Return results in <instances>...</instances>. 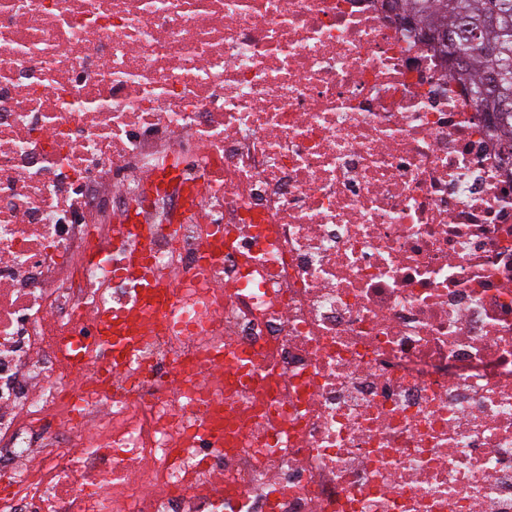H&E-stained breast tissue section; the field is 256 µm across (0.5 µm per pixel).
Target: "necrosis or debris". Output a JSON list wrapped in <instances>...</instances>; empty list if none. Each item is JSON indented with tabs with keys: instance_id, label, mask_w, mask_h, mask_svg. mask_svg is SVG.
<instances>
[{
	"instance_id": "4bbe7bcc",
	"label": "necrosis or debris",
	"mask_w": 512,
	"mask_h": 512,
	"mask_svg": "<svg viewBox=\"0 0 512 512\" xmlns=\"http://www.w3.org/2000/svg\"><path fill=\"white\" fill-rule=\"evenodd\" d=\"M0 512H512V154L417 23L0 0ZM121 274L126 277L134 290L140 291L143 297V303L139 305L140 310L154 312L156 307L145 301V298L152 293L159 291V288H167L166 284L156 277H148L144 273V266L135 255L131 256L129 262L120 270ZM95 335L87 345L90 350H97L99 347L105 346L104 341H109L108 336H112V312L103 311L95 316Z\"/></svg>"
}]
</instances>
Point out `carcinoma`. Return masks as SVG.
I'll return each mask as SVG.
<instances>
[{
  "label": "carcinoma",
  "instance_id": "cac0c4a2",
  "mask_svg": "<svg viewBox=\"0 0 512 512\" xmlns=\"http://www.w3.org/2000/svg\"><path fill=\"white\" fill-rule=\"evenodd\" d=\"M404 14L430 29L448 30V43L437 51L450 59L452 48L469 52L454 65V75L476 96L483 111L496 113V131L512 148V0H398ZM497 43L489 57L481 46Z\"/></svg>",
  "mask_w": 512,
  "mask_h": 512
}]
</instances>
